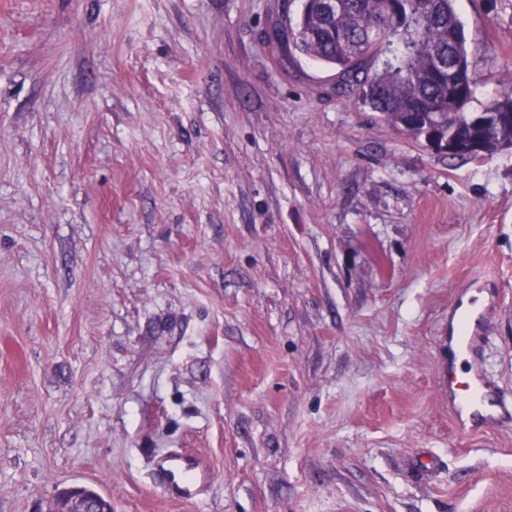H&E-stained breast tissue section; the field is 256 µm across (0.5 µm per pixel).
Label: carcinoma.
I'll use <instances>...</instances> for the list:
<instances>
[{"mask_svg":"<svg viewBox=\"0 0 512 512\" xmlns=\"http://www.w3.org/2000/svg\"><path fill=\"white\" fill-rule=\"evenodd\" d=\"M300 53L336 67V91L354 97L399 128L405 113L420 112L407 129L422 138L424 126L460 141L482 140L491 155L512 145V123H490L478 131L465 108L474 96L473 64L454 0H339L324 11L320 0H305L296 27L274 31ZM449 56L451 74L438 71L434 59Z\"/></svg>","mask_w":512,"mask_h":512,"instance_id":"cac0c4a2","label":"carcinoma"}]
</instances>
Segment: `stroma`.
I'll list each match as a JSON object with an SVG mask.
<instances>
[{
  "mask_svg": "<svg viewBox=\"0 0 512 512\" xmlns=\"http://www.w3.org/2000/svg\"><path fill=\"white\" fill-rule=\"evenodd\" d=\"M303 0H0V512H512V150L461 161L270 40ZM478 112L512 0H456ZM212 480L165 497L158 460ZM456 316L459 325L456 326L453 320L446 339L448 361L454 359L456 355H477L485 339L481 314L472 303L466 306L462 304L456 308L454 317ZM454 397V410L457 420L462 423L469 422V426L464 429L473 430L480 427L485 422L492 420L500 411L506 414L509 411L508 403L503 397L496 395L490 389L484 374L481 371L476 372L475 380L467 383L466 392ZM494 408V409H492ZM52 512H112V503L86 487L73 486L57 497Z\"/></svg>",
  "mask_w": 512,
  "mask_h": 512,
  "instance_id": "35a3bbf8",
  "label": "stroma"
}]
</instances>
